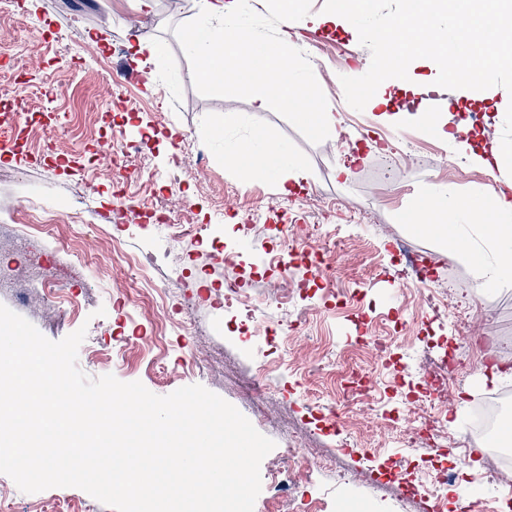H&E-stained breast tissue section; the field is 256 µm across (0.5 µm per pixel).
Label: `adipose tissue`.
<instances>
[{
    "mask_svg": "<svg viewBox=\"0 0 512 512\" xmlns=\"http://www.w3.org/2000/svg\"><path fill=\"white\" fill-rule=\"evenodd\" d=\"M226 157L245 172H279L284 183L307 178L305 168L287 159L275 137L260 127L251 144L230 150ZM398 221L448 246L476 272L481 287L512 283V202L498 193L473 197L453 188L422 193L399 213Z\"/></svg>",
    "mask_w": 512,
    "mask_h": 512,
    "instance_id": "1",
    "label": "adipose tissue"
}]
</instances>
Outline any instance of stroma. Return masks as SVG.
Wrapping results in <instances>:
<instances>
[{
    "mask_svg": "<svg viewBox=\"0 0 512 512\" xmlns=\"http://www.w3.org/2000/svg\"><path fill=\"white\" fill-rule=\"evenodd\" d=\"M166 2L154 0L145 13L133 0H0V100L22 104L0 115V132L26 137L19 151L0 156V304L53 341L86 328L77 365L90 377L138 381L159 396L194 384L221 396L276 444L261 463L262 483L272 468L287 467L288 448L298 449L308 479L284 491L280 512L311 497L326 502V512H426L425 493L403 503L372 488L369 475L391 462L417 484L433 460L454 467L447 512H462L467 490L486 503L503 496L485 476L484 445L459 442L473 399L488 390L480 353L458 344L481 315L479 333L502 347L496 386H512V286L477 288L469 266L397 217L427 189L450 184L475 196L512 188V168L487 172L420 124L397 126L378 110L350 107L340 79L365 74L371 53L355 28L315 24L331 0H312V22L292 23L287 39L309 58L337 118L318 144L273 110L256 111L252 99L201 95L173 33L199 5L185 0L172 12ZM137 37L162 46L157 64L135 56ZM123 64L138 67L143 85L115 84ZM428 74L417 69L415 90L395 94L394 111L444 113L451 132L478 112L476 147L500 141L504 113L455 90L431 91ZM258 127L305 166L302 189L282 193L275 178L245 177L225 160L226 148L249 142ZM133 140L139 152L125 154ZM343 163L351 168L345 179L336 174ZM122 170L131 172L138 202L183 207V223L210 225V239L166 240L131 221L111 225L91 253L77 252L74 230L103 223ZM229 201L237 210L231 221ZM19 204L67 221L39 234L12 216ZM283 215L293 232L279 230ZM303 249L323 255V265L290 262ZM412 257L429 262L447 315L420 304ZM288 280L305 283L306 293L281 298L278 285ZM230 281L250 305L245 332L212 296ZM335 291L346 306L334 304ZM363 334L388 338L391 353L362 348ZM452 347L460 367L448 378L455 398L441 409L448 438L438 448L421 438L407 443L399 432L411 401ZM357 374L372 380L373 403L347 395ZM382 412L393 418L389 427L378 423ZM0 502L11 512H112L81 489L30 494L4 474Z\"/></svg>",
    "mask_w": 512,
    "mask_h": 512,
    "instance_id": "35a3bbf8",
    "label": "stroma"
}]
</instances>
